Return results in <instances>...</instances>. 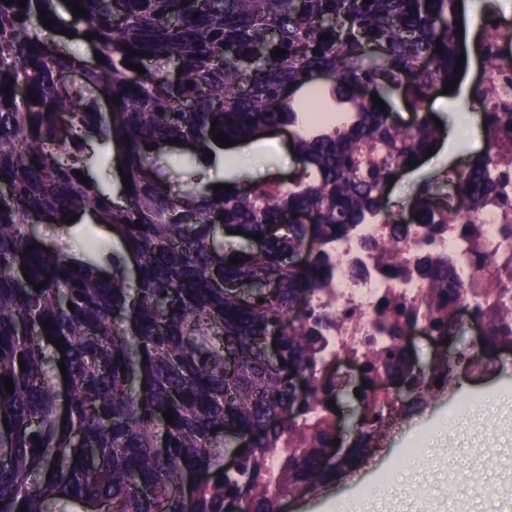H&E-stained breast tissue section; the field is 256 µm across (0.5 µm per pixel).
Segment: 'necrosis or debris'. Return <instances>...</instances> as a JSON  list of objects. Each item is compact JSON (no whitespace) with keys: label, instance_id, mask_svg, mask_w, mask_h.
Masks as SVG:
<instances>
[{"label":"necrosis or debris","instance_id":"obj_1","mask_svg":"<svg viewBox=\"0 0 512 512\" xmlns=\"http://www.w3.org/2000/svg\"><path fill=\"white\" fill-rule=\"evenodd\" d=\"M457 224L444 225L437 236L426 239L423 228H414L400 245L404 271L399 278H389L384 272L386 258L377 249L363 248L366 240L385 239L389 232L385 224H361L345 240L329 245L334 266L329 288L320 298L324 308L336 312L334 325L326 330V369L344 362L362 359L366 340L375 334L377 306L383 299L420 305L427 287L414 265L420 247L434 254L452 258L456 271L469 288L483 287L486 279L498 275L497 252L502 243V216L494 205L469 210L464 202L453 206ZM475 224L480 237L475 248H468L458 234V224Z\"/></svg>","mask_w":512,"mask_h":512}]
</instances>
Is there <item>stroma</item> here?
<instances>
[{"label": "stroma", "mask_w": 512, "mask_h": 512, "mask_svg": "<svg viewBox=\"0 0 512 512\" xmlns=\"http://www.w3.org/2000/svg\"><path fill=\"white\" fill-rule=\"evenodd\" d=\"M479 75L469 66L452 93L434 97L430 107L444 128L467 122L466 141L450 144L441 139L434 158H427L404 173L390 188L387 204L396 214H409L424 195L444 197L448 176L464 167L486 147L477 109L461 113L458 100L468 98ZM290 133L272 131L244 144L218 151L204 167L207 182L277 180L288 182L297 167ZM501 396L497 413L458 415L469 400L482 402ZM421 460H413L415 448ZM359 500L363 512H505L512 506V352H502L496 368L486 375L456 371L453 393L443 395L410 417L367 457L355 472L340 478L319 494L284 499L282 512H333L337 499Z\"/></svg>", "instance_id": "stroma-1"}]
</instances>
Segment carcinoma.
I'll use <instances>...</instances> for the list:
<instances>
[{"label":"carcinoma","mask_w":512,"mask_h":512,"mask_svg":"<svg viewBox=\"0 0 512 512\" xmlns=\"http://www.w3.org/2000/svg\"><path fill=\"white\" fill-rule=\"evenodd\" d=\"M61 2L0 0V186L11 189L0 210V512H279L281 498L336 477L321 461L336 426L326 416L308 421L344 391L318 370L333 318L313 304L333 276L327 246L381 221L390 225L387 272L397 276V245L411 225L432 237L448 223L435 203L397 220L385 192L439 141L428 102L455 79L459 0H69L89 12L73 21L104 58L93 66L41 24L38 12L56 19ZM276 47L286 54H270ZM70 72L81 80L65 82ZM501 81L490 105L473 96L487 147L455 184L473 208L502 209L507 240L512 198L501 187L512 171L501 159L512 136L497 126L512 109V79ZM303 88L319 117L301 113L294 95ZM397 92L415 112L409 127L389 108ZM215 120V133L235 142L294 128L299 167L288 184L173 191L154 171L159 154L180 140L179 164H209ZM114 162L130 176L121 203L106 188ZM90 163L100 178L84 184L74 171ZM76 214L111 226L119 246L91 237L73 249L66 220ZM34 222L56 229V242L45 243ZM416 267L428 284L431 364L415 371L401 344L417 312L382 304L375 329L385 341L368 349L354 387L349 469L385 428L378 386L403 385L424 401L452 387L461 361L489 362L512 343L502 280L463 288L438 255ZM471 296V317L486 325L483 348L452 362L443 352L448 315ZM271 337L282 365L267 355ZM290 409L294 418H281ZM228 455L238 459L232 472ZM198 473L206 480L185 490Z\"/></svg>","instance_id":"cac0c4a2"}]
</instances>
